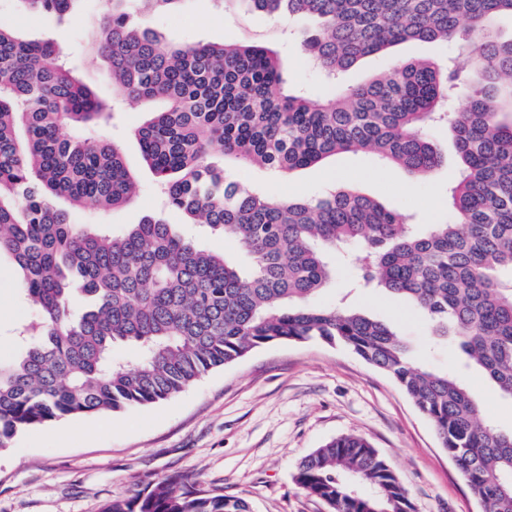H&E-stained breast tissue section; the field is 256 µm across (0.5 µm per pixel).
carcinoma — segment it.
Here are the masks:
<instances>
[{"label": "carcinoma", "instance_id": "obj_1", "mask_svg": "<svg viewBox=\"0 0 512 512\" xmlns=\"http://www.w3.org/2000/svg\"><path fill=\"white\" fill-rule=\"evenodd\" d=\"M63 19L78 0H17ZM182 0H108L95 54L123 96L155 105L135 131L164 208L235 241L238 262L202 248L160 214L119 234L76 224L136 194L114 142L95 135L107 104L51 41L0 24V258L32 306L0 357V448L63 416L171 398L208 371L274 342L320 339L388 374L431 421L482 512H512V430L484 414L455 375L418 365L393 327L312 298L331 277L326 250L363 253L356 282L416 308L431 335L512 399V38L495 21L512 0H241L251 12L309 18L304 54L330 78L418 40L475 39L462 67L412 60L319 99L294 93L271 49L170 44L151 19ZM468 98L443 111L448 91ZM448 126L463 174L451 221L418 231L380 201L339 186L308 201L246 190L218 158L289 174L347 151L415 180L444 162L424 128ZM70 126L77 133L64 136ZM66 205H58L59 200ZM119 346L134 348L117 357ZM295 482L331 512H414L407 489L364 438L326 442ZM101 512H251L243 497L163 479Z\"/></svg>", "mask_w": 512, "mask_h": 512}]
</instances>
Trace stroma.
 <instances>
[{
    "instance_id": "1",
    "label": "stroma",
    "mask_w": 512,
    "mask_h": 512,
    "mask_svg": "<svg viewBox=\"0 0 512 512\" xmlns=\"http://www.w3.org/2000/svg\"><path fill=\"white\" fill-rule=\"evenodd\" d=\"M103 7V0H82L73 20L60 25L29 16L15 0H0V22L32 39H56L68 65L109 101L112 80L104 65L91 62ZM152 26L173 44L237 41L269 46L307 96L334 91L302 52L297 22L251 13L241 4L220 11L212 0H185L176 10L154 17ZM473 48L461 39L439 45L410 41L362 58L345 82H368L411 59L430 58L444 65ZM151 109L148 103L127 102L99 126L101 137L118 143L137 173V196L105 213L85 207L76 214L78 223L119 230L160 207L155 181L142 167L133 137ZM428 134L448 162L425 182L364 153L339 154L324 165L286 176L233 160L227 166L237 181L279 196L316 199L340 182L410 215L424 230L449 220L450 190L460 177L447 129L434 127ZM332 265L336 275L315 303L327 305L344 296L349 305L393 325L418 364L454 372L480 393L490 418L512 428V400L500 397L446 339L430 336L418 311L392 302L382 291L352 289L356 269L342 256H333ZM29 312L8 261L1 259L0 356L12 352L10 331ZM348 434L364 437L387 459L415 512H479L431 423L392 378L350 351L320 340L257 348L163 402L117 413L66 416L19 434L0 449V512H100L107 500L130 497L174 476L191 477L201 490L243 497L251 512H329L324 502L296 484L294 472L315 448Z\"/></svg>"
}]
</instances>
